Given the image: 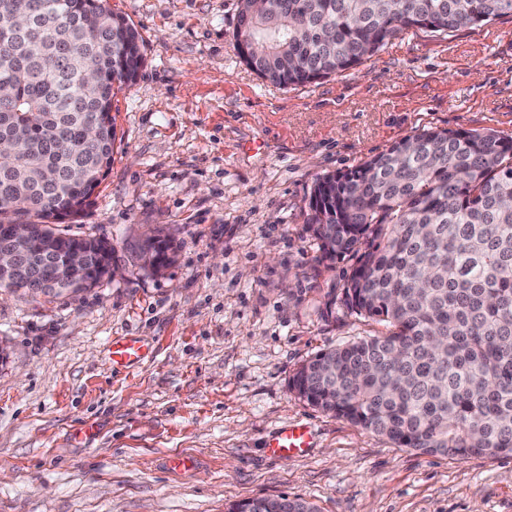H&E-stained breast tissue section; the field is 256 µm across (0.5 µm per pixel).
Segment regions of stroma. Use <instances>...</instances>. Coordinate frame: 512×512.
<instances>
[{"label": "stroma", "instance_id": "obj_1", "mask_svg": "<svg viewBox=\"0 0 512 512\" xmlns=\"http://www.w3.org/2000/svg\"><path fill=\"white\" fill-rule=\"evenodd\" d=\"M143 37L112 100V166L70 233L107 238L116 272L58 299L0 291V512H226L258 497L319 512H512V455L396 447L289 389L317 353L388 331L328 306L348 261L303 234L319 175L423 129L512 134V15L402 32L349 71L260 79L235 48L239 0H108ZM172 233L154 274L132 247ZM145 353L113 368V339ZM303 423L312 446L273 457ZM193 456L172 471V456ZM311 440V429L305 424L294 423L278 429L266 447L271 455L288 459L303 455L310 448ZM260 501H282L284 502V506H288V509L282 510L283 512H318L313 504L298 498L290 499L288 496H279L276 498L260 497L236 502L229 506L227 512H253L255 508L252 506V503Z\"/></svg>", "mask_w": 512, "mask_h": 512}]
</instances>
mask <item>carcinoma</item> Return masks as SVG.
<instances>
[{
	"label": "carcinoma",
	"mask_w": 512,
	"mask_h": 512,
	"mask_svg": "<svg viewBox=\"0 0 512 512\" xmlns=\"http://www.w3.org/2000/svg\"><path fill=\"white\" fill-rule=\"evenodd\" d=\"M512 13V0H239L238 56L263 80L304 85L351 70L409 29L446 34ZM143 41L107 0H0V243L31 234L0 288L37 297L34 276H62L52 298L86 292L114 247L62 231L92 205L112 166V98L138 77ZM317 263L351 261V315L387 324L317 353L290 388L317 410L423 455L512 454V135L434 130L359 167L316 179L304 226ZM81 246L91 272L60 274ZM134 253L159 273L175 261L160 234ZM283 512H318L279 496Z\"/></svg>",
	"instance_id": "cac0c4a2"
}]
</instances>
